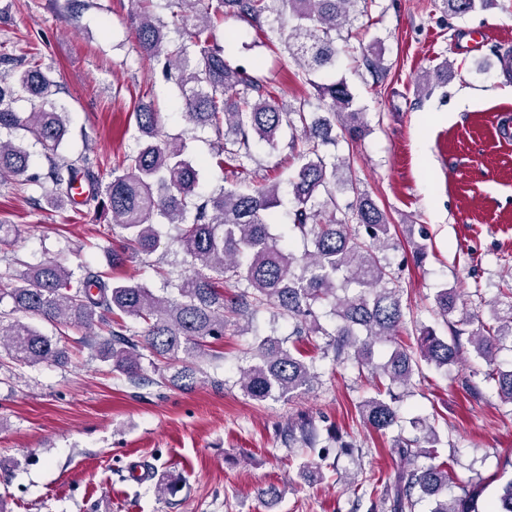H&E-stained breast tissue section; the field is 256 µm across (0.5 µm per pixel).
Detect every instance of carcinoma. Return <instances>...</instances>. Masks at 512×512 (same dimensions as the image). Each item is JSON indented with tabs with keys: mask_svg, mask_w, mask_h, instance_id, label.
<instances>
[{
	"mask_svg": "<svg viewBox=\"0 0 512 512\" xmlns=\"http://www.w3.org/2000/svg\"><path fill=\"white\" fill-rule=\"evenodd\" d=\"M139 19L136 38L141 52L162 65L177 86L185 117L194 127H209L217 136L215 166L225 179H236L253 159L256 142L278 149L284 129L293 132L290 142L299 166L290 180L292 227L304 243L296 255L272 233L271 209L278 203V187L256 185L241 189L232 183L209 194L197 191L199 163L188 156L182 137H169L160 114L139 103L135 120L140 137L136 148L112 168L108 182L93 171L85 155L64 156L61 145L68 119L57 109V91L51 68L38 63L35 54L6 59L0 70V178L25 177L27 183L51 185L50 203L57 208L77 204L74 189L86 181L85 206L109 229H120L124 245L110 252L116 270L128 261L150 256L159 247L157 226L179 229L176 243L189 269L180 273L176 295L159 296L131 277L84 270L79 277L60 264L48 263L10 274L8 295L13 310L40 317L56 325L96 327L106 333L98 353L112 362V369L135 387L145 385L141 350L167 361H185L205 353L207 339L224 336V326L260 308L294 323V334L313 333L326 338L333 360L348 362L376 380V394L360 402L363 424L385 431L398 424L401 391L411 386L422 365L439 371L457 364L464 345L490 369L482 382L492 385L499 400L512 405V368L493 367L500 353H512V288L508 301H495L489 325L458 306L456 289L436 294L437 313L451 336H439L430 327L419 329L416 347L392 344L405 324L403 289L387 272L384 251L395 248L391 227L382 210L367 193H358L345 207L336 202V187L347 179L339 175L346 164L325 152L337 135L361 139L367 132L362 112L346 82L315 83L326 108L322 114L307 110L303 100L288 108L276 101L266 82L224 58V46L214 30L224 15L234 14L261 28L273 14L288 12L291 33L284 48L295 56L307 77L334 65L336 40L352 26L360 5L368 0H130ZM446 13L464 17L486 9L491 0H441ZM169 10L176 38L155 9ZM37 101L31 112L17 111L23 100ZM41 147L46 168L29 173L28 143ZM246 283L236 300L224 302L222 279ZM331 304L336 317L332 329L321 325L316 309ZM459 314V319L450 316ZM138 319L146 330L130 332L124 318ZM287 338L266 336L253 348L254 363L240 372L244 396L253 401L281 399L308 391L319 381L316 367L297 357L286 346ZM392 345L387 359L375 362V347ZM0 347L24 365L62 361L65 351L31 323L19 318L8 324L0 319ZM197 370L183 366L168 378L180 388L190 387ZM416 434L398 435L393 448L404 461L393 479L384 483L370 477V496L387 512H418L423 502L429 512H512V479L495 493L492 510L479 509L488 484L479 480L460 486L451 464L423 463L441 444L436 427L413 422ZM284 438L314 448L318 431L312 419L302 417L288 425Z\"/></svg>",
	"mask_w": 512,
	"mask_h": 512,
	"instance_id": "obj_1",
	"label": "carcinoma"
}]
</instances>
